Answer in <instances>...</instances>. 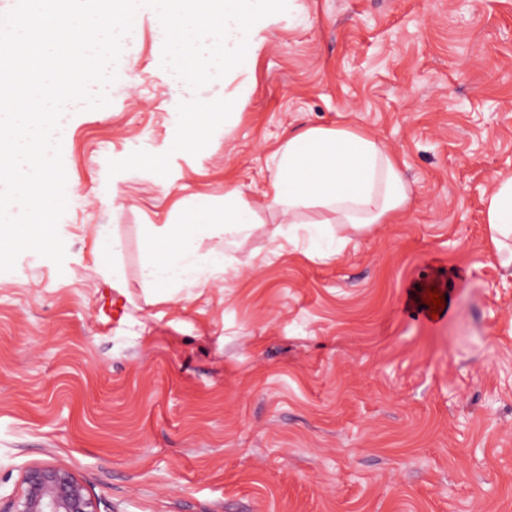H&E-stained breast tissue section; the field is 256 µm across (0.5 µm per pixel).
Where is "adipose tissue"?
I'll list each match as a JSON object with an SVG mask.
<instances>
[{"label":"adipose tissue","instance_id":"adipose-tissue-1","mask_svg":"<svg viewBox=\"0 0 512 512\" xmlns=\"http://www.w3.org/2000/svg\"><path fill=\"white\" fill-rule=\"evenodd\" d=\"M273 157L276 171L260 205L228 188L223 207L201 198L177 222L148 225L143 286L162 292L188 282L201 285L213 269L232 272L234 257L225 251L199 254L197 244L203 236L220 235L226 247L236 245L256 228L261 207L286 219L285 224L270 227L271 239L283 237L292 244L303 235L327 238L343 247L372 225L395 223L409 200L395 157L374 137L348 127H311L290 135ZM306 209L323 210L328 217L302 221ZM486 222L493 248H506L512 242V176L499 179L487 197Z\"/></svg>","mask_w":512,"mask_h":512}]
</instances>
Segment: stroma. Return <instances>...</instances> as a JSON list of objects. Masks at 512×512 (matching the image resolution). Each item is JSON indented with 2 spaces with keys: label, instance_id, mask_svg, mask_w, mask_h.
Masks as SVG:
<instances>
[{
  "label": "stroma",
  "instance_id": "35a3bbf8",
  "mask_svg": "<svg viewBox=\"0 0 512 512\" xmlns=\"http://www.w3.org/2000/svg\"><path fill=\"white\" fill-rule=\"evenodd\" d=\"M251 69L192 92L143 15L109 106L69 105L62 266L0 272V496L65 463L100 512H512V267L485 200L512 174V0H294ZM246 104L205 153L172 152L180 101ZM351 127L410 201L328 259L270 241L272 210L205 287H143L146 227L228 188L260 200L273 151ZM171 152L170 173L109 160ZM120 203H113V189ZM122 287L97 272L99 225ZM436 286L438 316L409 307Z\"/></svg>",
  "mask_w": 512,
  "mask_h": 512
}]
</instances>
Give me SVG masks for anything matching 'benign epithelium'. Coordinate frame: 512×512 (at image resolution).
Segmentation results:
<instances>
[{
  "label": "benign epithelium",
  "mask_w": 512,
  "mask_h": 512,
  "mask_svg": "<svg viewBox=\"0 0 512 512\" xmlns=\"http://www.w3.org/2000/svg\"><path fill=\"white\" fill-rule=\"evenodd\" d=\"M0 512H100L82 482L63 463L28 467L22 490L0 503Z\"/></svg>",
  "instance_id": "1"
}]
</instances>
